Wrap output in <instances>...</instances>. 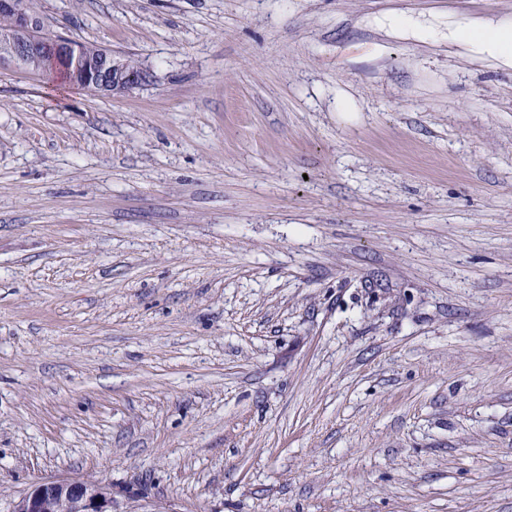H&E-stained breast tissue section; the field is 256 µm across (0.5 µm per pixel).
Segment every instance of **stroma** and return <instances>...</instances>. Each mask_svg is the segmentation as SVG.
Wrapping results in <instances>:
<instances>
[{
  "mask_svg": "<svg viewBox=\"0 0 512 512\" xmlns=\"http://www.w3.org/2000/svg\"><path fill=\"white\" fill-rule=\"evenodd\" d=\"M25 3L152 80L0 68V512H512V0ZM453 37L457 41L478 46L505 63L512 62V24L460 26ZM55 501H65L72 510L70 512H112L110 487L102 482L81 479L38 483L21 495L12 512H48Z\"/></svg>",
  "mask_w": 512,
  "mask_h": 512,
  "instance_id": "1",
  "label": "stroma"
}]
</instances>
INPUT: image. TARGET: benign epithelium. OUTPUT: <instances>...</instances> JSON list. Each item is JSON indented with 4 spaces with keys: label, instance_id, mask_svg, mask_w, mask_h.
Instances as JSON below:
<instances>
[{
    "label": "benign epithelium",
    "instance_id": "1",
    "mask_svg": "<svg viewBox=\"0 0 512 512\" xmlns=\"http://www.w3.org/2000/svg\"><path fill=\"white\" fill-rule=\"evenodd\" d=\"M0 16L11 26L0 36V66L41 67L72 85L94 84L105 96L129 93L151 81L150 72L105 47L91 56L73 40L50 32L45 19L23 0H0ZM64 501L72 512H112V491L102 482L49 480L32 486L15 502L12 512H47Z\"/></svg>",
    "mask_w": 512,
    "mask_h": 512
}]
</instances>
